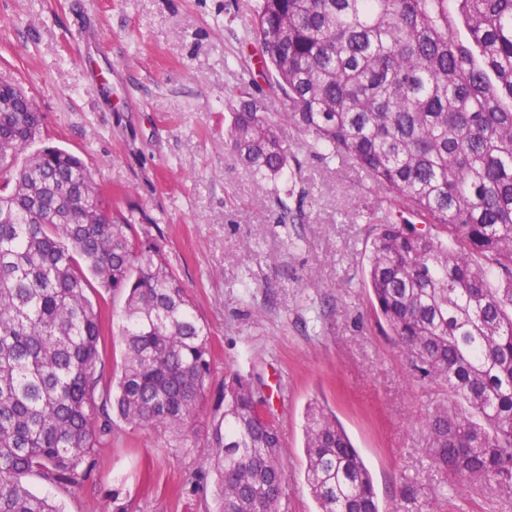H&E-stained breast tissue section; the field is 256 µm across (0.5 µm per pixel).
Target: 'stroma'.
Segmentation results:
<instances>
[{"label":"stroma","mask_w":512,"mask_h":512,"mask_svg":"<svg viewBox=\"0 0 512 512\" xmlns=\"http://www.w3.org/2000/svg\"><path fill=\"white\" fill-rule=\"evenodd\" d=\"M257 0H0V84L42 116L36 148L78 156L112 208L160 235L214 345L212 382L261 379L281 425L287 512H317L305 411H332L368 466L380 512H512V489L449 487L419 418L451 392L418 380L363 286L380 192L324 160L292 125L289 164L256 181L224 147L249 86L270 116L284 96L254 67ZM61 512H214L193 442L117 424L80 486L25 479Z\"/></svg>","instance_id":"35a3bbf8"}]
</instances>
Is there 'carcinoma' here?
I'll list each match as a JSON object with an SVG mask.
<instances>
[{"mask_svg":"<svg viewBox=\"0 0 512 512\" xmlns=\"http://www.w3.org/2000/svg\"><path fill=\"white\" fill-rule=\"evenodd\" d=\"M245 31L288 102L279 121L387 192L365 285L419 378L460 398L424 414L432 463L454 485L512 488V0H259ZM4 92L0 512H60L23 478L79 486L115 420L198 439L213 345L161 239L115 215L77 156L27 152L41 115L21 89ZM239 98L224 146L275 180L288 168L278 121L248 88ZM98 287L127 294L112 383ZM218 396L201 445L216 512H283L268 400L234 371ZM304 435L318 512H380L336 417L309 404Z\"/></svg>","mask_w":512,"mask_h":512,"instance_id":"1","label":"carcinoma"}]
</instances>
